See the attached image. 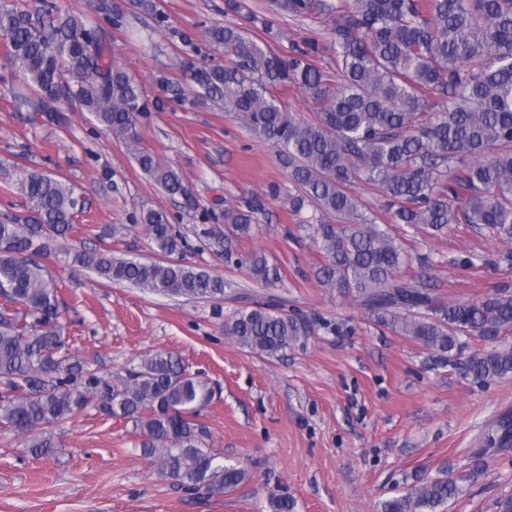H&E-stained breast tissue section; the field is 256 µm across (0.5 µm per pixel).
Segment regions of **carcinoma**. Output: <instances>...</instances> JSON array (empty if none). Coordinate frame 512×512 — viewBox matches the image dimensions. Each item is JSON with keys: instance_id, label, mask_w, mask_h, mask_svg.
Masks as SVG:
<instances>
[{"instance_id": "obj_1", "label": "carcinoma", "mask_w": 512, "mask_h": 512, "mask_svg": "<svg viewBox=\"0 0 512 512\" xmlns=\"http://www.w3.org/2000/svg\"><path fill=\"white\" fill-rule=\"evenodd\" d=\"M0 5L3 67L19 108L52 119L63 98L88 112L123 143L139 168L170 195L188 196L176 169L140 146L135 118L149 111L139 81L107 54L103 37L83 18L62 14L52 0ZM271 10L333 17L329 41L340 80L330 83L310 59L316 45L274 53L252 29L273 21L247 16L252 28L214 26L222 65L188 62V91L224 109L272 142L297 192L281 198L294 214L313 207L337 223L313 225L324 256L316 277L356 303L376 325L415 341L477 381L512 377V288L501 285L475 301L445 300L420 278L404 274L402 243L362 211L350 184L378 188L390 220L413 232L441 236L456 224L487 230L502 245L492 264L512 270V0H271ZM293 85L321 105L313 121L282 106L276 92ZM450 101L427 110V96ZM26 202L0 220V429L35 455L63 447L48 428L90 401L127 419L142 437L150 466L181 488L207 497L235 490L245 468L225 465L207 444L197 418L213 399L208 382L172 352L157 351L105 380L68 353L59 283L45 260L83 213L75 187L24 168L0 189ZM262 203L224 210L235 235L250 234ZM141 227L160 258H118L109 249L80 250L72 262L116 284L169 298L213 299L231 283L176 262L182 236L161 211L143 212ZM253 279L281 278L265 256L247 260ZM317 321L270 304L236 311L224 334L250 351L277 357L316 335ZM482 343L472 346V340ZM473 459L512 448V418L487 434ZM459 493L455 480L427 481L387 500L384 512H434Z\"/></svg>"}]
</instances>
